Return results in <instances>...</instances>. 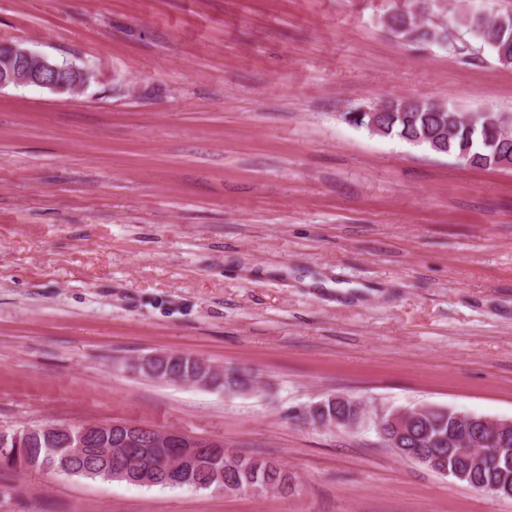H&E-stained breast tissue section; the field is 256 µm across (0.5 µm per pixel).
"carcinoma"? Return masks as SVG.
I'll list each match as a JSON object with an SVG mask.
<instances>
[{
  "instance_id": "obj_1",
  "label": "carcinoma",
  "mask_w": 512,
  "mask_h": 512,
  "mask_svg": "<svg viewBox=\"0 0 512 512\" xmlns=\"http://www.w3.org/2000/svg\"><path fill=\"white\" fill-rule=\"evenodd\" d=\"M453 0H430V19L415 25L399 12L389 14L383 21L387 31L401 43L422 51L439 44L453 48L456 41L448 27L432 20L436 13L451 6ZM466 33L474 36L483 47L489 48L497 61L506 67L512 66V14L486 15L481 10H467L460 15ZM377 112L378 124L390 137L410 142H445L450 153L463 157L473 167L490 168L492 159L483 149L486 140L496 142L500 158L512 162V131L509 123L493 112L472 122L463 112L426 97L383 100L378 104L357 106L343 113V120L355 127L367 123L365 111ZM178 362L151 375L153 379H165L174 374H187L197 361L190 356H177ZM246 382L255 383L248 372L234 368L224 369L223 374L212 376V386L232 390ZM327 413L309 416L314 425L326 426L335 415L344 413V408L330 405V398L322 399ZM458 424L456 412L437 409L419 415L400 438L398 457L409 461L423 456L434 460L440 467H454L467 473L466 483L483 489L507 480L512 481V438L503 443L494 439V434L485 432L483 457L480 463L472 461V452L456 443ZM91 443L84 455L71 452L68 436L34 427L20 439L17 447L0 445V469L32 470L57 476L112 478V472L123 458L139 462L144 470H150L177 454V449L152 438L144 431L137 442L123 448V455L114 456L105 449L114 447V434L106 429L90 435ZM183 486L198 490L219 492L230 486H266L280 495L293 494L297 484L293 475L278 461L257 455H246L234 451L212 450L198 455L186 463L183 470Z\"/></svg>"
}]
</instances>
